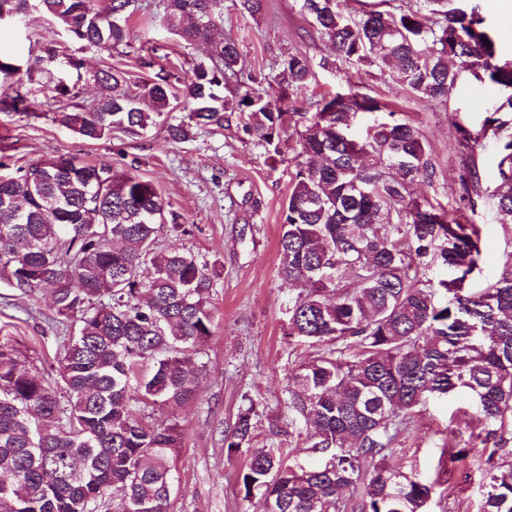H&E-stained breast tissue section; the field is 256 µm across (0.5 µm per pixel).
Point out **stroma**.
I'll return each instance as SVG.
<instances>
[{
	"mask_svg": "<svg viewBox=\"0 0 512 512\" xmlns=\"http://www.w3.org/2000/svg\"><path fill=\"white\" fill-rule=\"evenodd\" d=\"M140 2L125 53L82 51L67 41L61 44L63 51L80 54L89 70L108 62L132 73L137 56L151 51L180 58L188 68L206 59L207 44L185 43L152 22L158 0ZM479 5L499 55L512 60V0H479ZM213 38L237 43L242 82L256 80L267 101L281 97V60L300 52L310 59L314 77L291 97L290 108L302 112L322 96L351 88L388 103L420 129L429 146L433 174L415 183L412 195L460 211L480 227L475 287L497 279L512 261V218L498 214L489 201L497 150L492 135L480 133L486 112L502 97L497 85L464 72L448 100H421L390 72L338 59L299 0H263L262 10L253 15L241 10L238 0H224V17ZM36 102L33 116L0 112L1 153L19 166L60 155L90 164L106 162L151 182L169 204L158 248H182L217 273L211 290L212 334L195 358L204 367L195 400L177 410L151 404L138 409L146 422L169 419L183 433L169 512H241L244 458L227 452L224 431L251 401L257 405L254 447L279 442L303 465L319 466L323 458L311 450L303 421H292L289 414L288 377L322 347L288 338L289 311L299 289L278 273L289 174L299 160L296 139H282L279 156L269 157L265 146L244 134L232 116L220 128L195 126L186 142L170 140L161 121L139 137L117 133L87 141L47 114L44 94H37ZM462 126L473 134L466 146L460 143ZM471 160L482 173L480 196L472 205L462 186ZM172 224L183 225V233L169 232ZM51 313L50 291L23 298L0 282V342L14 345L26 365L44 376L57 365V332L47 321ZM475 413L464 396L429 400L386 458L391 466L436 482L427 512H484L486 471L512 469V442L495 446Z\"/></svg>",
	"mask_w": 512,
	"mask_h": 512,
	"instance_id": "obj_1",
	"label": "stroma"
}]
</instances>
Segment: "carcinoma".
<instances>
[{"label":"carcinoma","mask_w":512,"mask_h":512,"mask_svg":"<svg viewBox=\"0 0 512 512\" xmlns=\"http://www.w3.org/2000/svg\"><path fill=\"white\" fill-rule=\"evenodd\" d=\"M341 0H301L336 56L393 70L401 85L428 100L448 98L459 71L504 91L482 122L492 131L499 162L491 195L512 217V63L503 62L478 7L455 0H419L397 14L371 10L346 20ZM138 0H0V24L34 12L52 20V37L20 76L17 61L0 53V112L34 111L31 73L49 78L71 69L100 94L58 121L97 141L116 132L138 134L182 108L187 119L166 127L185 142L193 125L224 127L237 113L242 131L279 154L286 122L294 121L304 161L292 174L278 242L279 275L300 286L288 337L328 346L289 378L288 409L305 420L312 448L326 454L315 468L290 464L285 449L252 447L257 415L249 401L224 430L228 452L246 455L242 503L259 495L270 512H340L339 496L360 491L356 512H426L435 484L393 469L386 451L428 399L465 392L476 415L499 442L512 430V265L488 288L467 281L478 268L475 224L447 208L411 197L409 184L430 177L420 130L359 92L288 111V98L313 76L308 57L290 54L278 77L284 94L272 104L246 91L215 92L240 81L235 41L215 42L208 61L182 81L149 54L137 58L147 74L133 79L107 65L83 73L81 59L60 50L63 33L82 49L108 53L129 46ZM224 0H160L159 25L184 42L211 41ZM490 41L485 45L484 41ZM52 100L78 97L59 80ZM369 123L361 136L353 127ZM482 178L466 165L464 190L480 196ZM166 205L151 183L109 163L67 156L0 173V282L32 296L52 289L59 337L57 374L67 394L0 344V512H169L172 471L183 437L176 424H148L137 405L181 407L194 399L199 370L191 356L212 334L214 274L172 246L157 248ZM439 262V282L451 298L434 299L426 275ZM357 347L344 357L337 343ZM152 361L149 371L144 363ZM485 512H512V470L484 485ZM119 495H111V490Z\"/></svg>","instance_id":"1"}]
</instances>
